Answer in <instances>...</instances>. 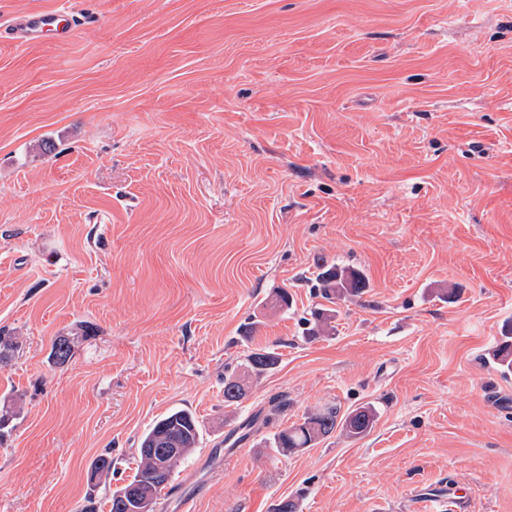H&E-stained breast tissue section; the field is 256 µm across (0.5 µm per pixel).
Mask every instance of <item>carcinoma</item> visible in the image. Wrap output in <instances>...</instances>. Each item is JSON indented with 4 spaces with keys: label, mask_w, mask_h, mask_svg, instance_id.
I'll return each mask as SVG.
<instances>
[{
    "label": "carcinoma",
    "mask_w": 512,
    "mask_h": 512,
    "mask_svg": "<svg viewBox=\"0 0 512 512\" xmlns=\"http://www.w3.org/2000/svg\"><path fill=\"white\" fill-rule=\"evenodd\" d=\"M323 299L334 305L350 296H358L368 287L365 276L353 269L324 268L318 274ZM336 309L320 308L309 320L308 336L318 339L334 330ZM51 355L58 365L69 362L73 346L65 337L57 338ZM493 362L505 373L512 372V330L508 340L493 352ZM250 370L262 375L274 369L278 356L268 349H256L247 356ZM247 395L244 384L231 377L224 379V402L240 403ZM375 413L368 405L340 413V408L327 406L307 414L303 421L283 428L273 435V449L286 456L300 448H311L339 430L349 438H362L372 429ZM200 441L195 416L187 409H174L155 421L139 439L136 472L123 487L112 493L109 512H133L137 502L155 512L161 493L189 459Z\"/></svg>",
    "instance_id": "carcinoma-1"
}]
</instances>
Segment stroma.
Listing matches in <instances>:
<instances>
[{
  "label": "stroma",
  "instance_id": "1",
  "mask_svg": "<svg viewBox=\"0 0 512 512\" xmlns=\"http://www.w3.org/2000/svg\"><path fill=\"white\" fill-rule=\"evenodd\" d=\"M69 2L70 39L0 40V512H109L180 407L156 512H512V0ZM322 262L369 286L311 341ZM333 404L371 432L275 455ZM247 363L253 373L262 375L276 367L278 356L268 349H255L247 356ZM200 441L195 416L187 409H174L155 421L139 439L136 472L112 493L109 512H135L137 502L156 511L161 493L189 459Z\"/></svg>",
  "mask_w": 512,
  "mask_h": 512
}]
</instances>
